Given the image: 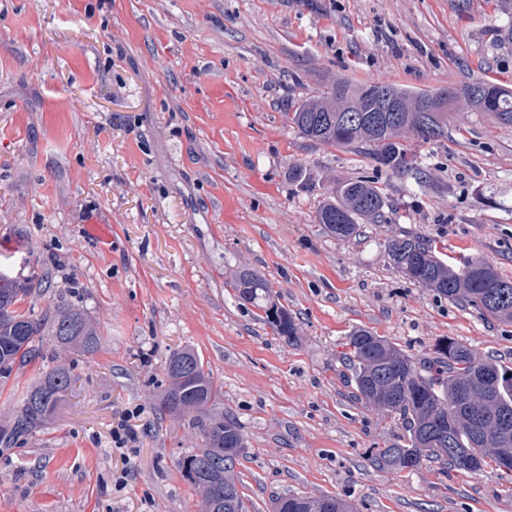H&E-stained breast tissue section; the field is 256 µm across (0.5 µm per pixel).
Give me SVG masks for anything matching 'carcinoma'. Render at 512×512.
Instances as JSON below:
<instances>
[{"mask_svg": "<svg viewBox=\"0 0 512 512\" xmlns=\"http://www.w3.org/2000/svg\"><path fill=\"white\" fill-rule=\"evenodd\" d=\"M390 90L400 111L374 112L376 94ZM455 108L483 112L495 122L512 126V90L488 79L448 87ZM428 95L404 85L375 80L352 84L331 79L326 89L300 100L288 122L303 137L368 155L378 166L397 174L413 169L407 142L433 143L447 137L449 113L439 114L437 132L425 137L431 117L412 111ZM387 197L374 182L358 177L337 184L315 211L314 222L332 237L362 233L360 221L385 220ZM391 265L408 279L450 302L469 305L479 314L512 321V280L499 275L487 260L460 262L439 252L429 240L414 234L388 239ZM40 275L0 268V385L15 367L39 355L37 342L50 336L65 349L83 354L100 350L101 337L87 313L74 307L21 309L20 302L38 296L50 284ZM234 288L240 300L264 312V321L287 342L298 336V324L271 297L265 276L243 270ZM351 379L362 400L401 421L404 434L373 457L378 467L406 470L426 461L464 472H477L492 462L501 466L504 451L512 453V367L480 360L465 344L443 337L433 346L427 364L419 367L396 344L356 327L346 341ZM168 381L153 404L156 414L189 418L202 435L204 448L183 456L177 467L202 498L203 512H212L219 495L232 497L243 509L234 466L243 451L237 423L224 416L223 397L192 348L173 352L164 367ZM71 367L53 358L37 381L26 388L8 422L0 425V447L10 448L35 433L52 416L72 387ZM277 512H354L348 502L332 495L292 493L279 498Z\"/></svg>", "mask_w": 512, "mask_h": 512, "instance_id": "cac0c4a2", "label": "carcinoma"}]
</instances>
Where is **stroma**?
<instances>
[{"label":"stroma","instance_id":"obj_1","mask_svg":"<svg viewBox=\"0 0 512 512\" xmlns=\"http://www.w3.org/2000/svg\"><path fill=\"white\" fill-rule=\"evenodd\" d=\"M507 22L496 0H0V252L51 271L35 308H84L102 337L93 355L44 337L0 387L1 422L51 357L74 376L43 429L0 455V512H202L176 467L201 436L152 410L185 347L241 429L245 512L290 492L357 512H512L496 466H375L401 424L357 397L343 359L362 326L417 360L449 336L512 367V323L436 297L384 251L409 228L512 279V127L453 112L447 139L412 146L414 171L394 174L285 117L329 75L512 86ZM295 165L311 185L289 180ZM363 176L387 223L326 235L319 200ZM100 212L101 249L84 238ZM245 269L292 313L296 343L238 300ZM122 422L130 455L112 447Z\"/></svg>","mask_w":512,"mask_h":512}]
</instances>
